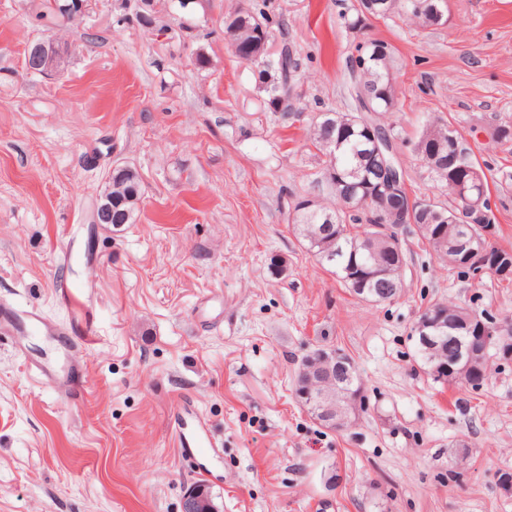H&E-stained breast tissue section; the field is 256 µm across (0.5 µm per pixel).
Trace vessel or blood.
I'll return each mask as SVG.
<instances>
[{
	"label": "vessel or blood",
	"mask_w": 512,
	"mask_h": 512,
	"mask_svg": "<svg viewBox=\"0 0 512 512\" xmlns=\"http://www.w3.org/2000/svg\"><path fill=\"white\" fill-rule=\"evenodd\" d=\"M89 282L82 279L64 284L60 290V298L67 305L76 307L77 312L71 315L65 325L48 322L41 311L27 306L0 305V328L11 330L18 339L25 340L33 336L54 337L61 355L58 364L52 365L42 361L33 362L32 371L40 383L56 391L59 399L66 400L80 392L87 384L86 370L76 359L79 349L93 345L97 341L95 324L87 312L79 311L82 296L88 295ZM178 448L195 454H207L213 448V437L203 423L180 421L175 429Z\"/></svg>",
	"instance_id": "1"
}]
</instances>
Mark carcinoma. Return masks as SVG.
Segmentation results:
<instances>
[{"label": "carcinoma", "instance_id": "1", "mask_svg": "<svg viewBox=\"0 0 512 512\" xmlns=\"http://www.w3.org/2000/svg\"><path fill=\"white\" fill-rule=\"evenodd\" d=\"M426 2L440 9L445 7V0H386V15H403L421 23L424 10L420 9V4ZM362 7L363 0H355L349 12L344 14L346 28L355 30L364 26L367 17ZM73 8L75 0H63L61 3L57 0L52 11L41 15V19L49 24L56 23L60 18L71 20ZM224 34L234 49L243 44L259 47L262 41L271 37L270 21L261 10H238L224 18ZM375 50L379 51V55L374 62L365 70L350 75L353 111L322 114L312 133V138L320 150L326 152L329 140L336 138L340 131L351 129L347 135L346 149L336 162V168L346 175V184L341 185L330 176H325L331 188L330 203L321 205L311 202L307 206L295 204L294 223L306 248L319 262L333 268V273L347 288H356L357 281L352 276L358 271L380 270L383 275L366 280L363 288L377 297H393L402 288L404 264L395 262V258L389 256V250L393 247L389 236L381 235V231L372 228V225H395L400 223L401 218L392 197H374L367 187V183L376 179L375 158L369 153L368 138L362 134L363 121L367 117L363 115L365 107L360 99V94L370 92L373 94L370 101L373 111H394L397 98L392 77L393 49L388 43L376 40L356 46V51L365 54ZM235 55L260 68V73L265 76L263 91L267 95L269 108L274 112L288 114L294 80L299 71L298 59L292 47L283 44L279 56L270 64L265 63V56L262 54L252 60L238 51ZM446 128L447 124L439 119L431 121L414 144V148L421 149V154L425 155L429 142L448 141ZM461 148L468 152L471 165L480 172L478 182H469L467 186L471 188L473 195H481L484 201H489L488 178L484 169L471 148L464 144ZM428 169L439 184L446 186L451 181L448 163L434 159ZM112 193L120 194L121 199L112 202L109 223H136L138 202L142 196L139 173L129 167L112 170ZM366 196L371 198L366 208L352 209L350 199ZM457 204L459 201L454 196L446 203H436L437 209L447 213L448 223L427 221L418 225L414 233L426 242L441 263L446 265L448 258H453L456 262L454 270L458 275L465 276L466 264L470 259L469 250L479 247L478 240L482 239V234L475 224H458L454 221L453 212L457 211ZM437 311L448 312V335L441 338L436 351L430 354L421 343H416L421 366L425 367L428 360H433L439 366L437 375L433 376L438 382L458 381L473 388L482 386L486 380L485 365L490 352L502 355L505 360L509 359L512 352L487 343L477 333V324L470 321L471 312L465 307L452 303H434L427 306L420 317ZM462 340L466 341L474 355L466 356L461 353ZM336 378L342 379V391L337 393L336 406L347 411L353 404L355 395L362 391L361 379L355 368L351 371V377L343 378L338 373Z\"/></svg>", "mask_w": 512, "mask_h": 512}]
</instances>
